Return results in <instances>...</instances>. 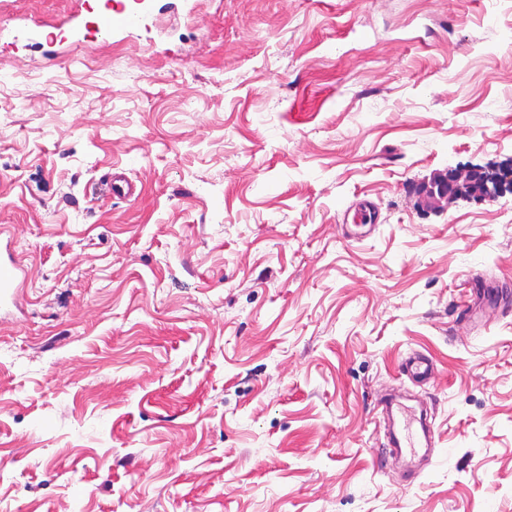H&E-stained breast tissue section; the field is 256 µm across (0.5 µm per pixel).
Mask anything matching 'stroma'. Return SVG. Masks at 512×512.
<instances>
[{
  "instance_id": "35a3bbf8",
  "label": "stroma",
  "mask_w": 512,
  "mask_h": 512,
  "mask_svg": "<svg viewBox=\"0 0 512 512\" xmlns=\"http://www.w3.org/2000/svg\"><path fill=\"white\" fill-rule=\"evenodd\" d=\"M126 7L0 0V505L512 512V315L455 319L475 278L512 304V193H419L512 164V0ZM137 16L133 13L124 11H116L112 9V1L105 3V18L102 27H99L98 32L102 35L109 37L112 32L117 29L126 30L136 20ZM26 271L18 257L13 235L0 227V307L3 303H14L18 290L25 280ZM403 371L414 383H425L432 375L433 363L424 355L413 354L404 361ZM380 417L393 424V433L389 440V451L394 454L409 452L417 453L416 448H429L434 439L433 431L425 425L420 418L421 431L415 430L416 421L412 412L405 407H399L393 399L383 400L380 403Z\"/></svg>"
}]
</instances>
